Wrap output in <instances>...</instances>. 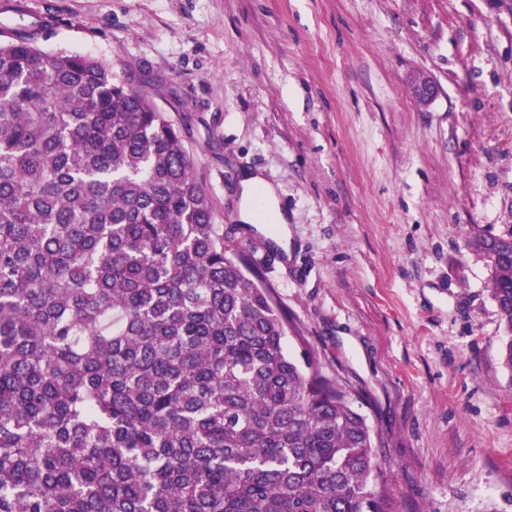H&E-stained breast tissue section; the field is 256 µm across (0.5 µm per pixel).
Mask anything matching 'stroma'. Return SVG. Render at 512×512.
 I'll list each match as a JSON object with an SVG mask.
<instances>
[{
	"instance_id": "1",
	"label": "stroma",
	"mask_w": 512,
	"mask_h": 512,
	"mask_svg": "<svg viewBox=\"0 0 512 512\" xmlns=\"http://www.w3.org/2000/svg\"><path fill=\"white\" fill-rule=\"evenodd\" d=\"M133 75L217 220L378 432L388 512H512V372L477 233L512 232V17L492 0H0V42ZM437 92L423 103L421 79ZM273 185L288 238L241 218ZM242 184V197L248 204L246 211L242 215L247 222H252L256 217L253 203L255 193L261 192L263 194L262 200L266 207L274 214L277 224H288L285 214L277 205V192L272 185L268 184L260 175L254 173H247Z\"/></svg>"
}]
</instances>
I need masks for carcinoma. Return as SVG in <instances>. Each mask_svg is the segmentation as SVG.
<instances>
[{
	"instance_id": "obj_1",
	"label": "carcinoma",
	"mask_w": 512,
	"mask_h": 512,
	"mask_svg": "<svg viewBox=\"0 0 512 512\" xmlns=\"http://www.w3.org/2000/svg\"><path fill=\"white\" fill-rule=\"evenodd\" d=\"M469 247L512 372V233ZM273 294L141 83L34 22L0 43V512H385L358 395Z\"/></svg>"
}]
</instances>
